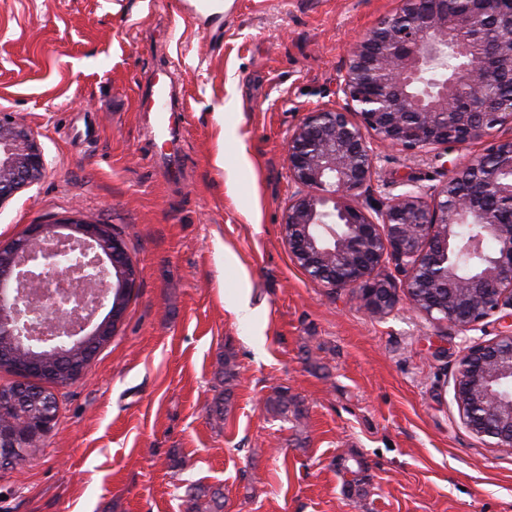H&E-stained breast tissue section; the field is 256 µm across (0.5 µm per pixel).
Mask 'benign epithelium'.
Instances as JSON below:
<instances>
[{
    "instance_id": "benign-epithelium-1",
    "label": "benign epithelium",
    "mask_w": 512,
    "mask_h": 512,
    "mask_svg": "<svg viewBox=\"0 0 512 512\" xmlns=\"http://www.w3.org/2000/svg\"><path fill=\"white\" fill-rule=\"evenodd\" d=\"M512 0H469L448 10L447 0H400V8L377 21L351 49L339 82L345 109L306 113L288 141V169L296 191L282 231L294 261L332 289L349 290L373 315L396 304V286L381 273L391 261L403 276L413 305L438 323L468 332L490 316L512 310ZM463 77L445 75L448 50L472 57ZM358 120H353L351 115ZM490 142L484 152L455 168L430 191L405 192L368 214L358 200L373 174V144L428 151ZM45 167L31 133L0 113V203ZM478 224L463 239L459 229ZM491 238L496 248L482 252ZM92 250L106 259L107 288L114 296L137 288V272L124 241L104 224L68 218L30 224L0 244V335L29 344L31 370L24 376L49 381L45 368L60 344L85 347L93 336L112 335L123 315L119 305L95 322L94 310L81 329H65L69 312L57 307L46 317L31 315L41 281L23 273L24 261L49 244ZM475 254L468 275L457 274L461 256ZM54 329L36 335L38 324ZM455 398L465 427L491 448L512 447V330L491 342H473L459 361ZM28 435L48 431L55 418H32ZM16 422H0V444L10 448Z\"/></svg>"
}]
</instances>
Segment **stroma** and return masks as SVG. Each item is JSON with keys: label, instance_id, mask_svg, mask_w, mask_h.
Returning a JSON list of instances; mask_svg holds the SVG:
<instances>
[{"label": "stroma", "instance_id": "stroma-1", "mask_svg": "<svg viewBox=\"0 0 512 512\" xmlns=\"http://www.w3.org/2000/svg\"><path fill=\"white\" fill-rule=\"evenodd\" d=\"M148 2L0 0V113L46 161L0 203V243L81 213L138 272L112 338L57 389L37 455L0 469V512H186L190 487L222 489L224 512H512V450L472 435L454 397L465 347L512 320L461 334L403 294L372 315L309 278L282 232L288 139L307 111L345 107L347 55L398 0H226L221 20ZM159 54L187 108L177 185L136 107ZM483 150L376 148L362 203L433 190ZM282 391L284 416L268 408ZM234 367L235 364L231 354H224V356L218 360V374L222 377L221 382L223 385L228 386L214 403L213 412L219 418L224 417V393L229 392V386L232 385L234 381L236 374Z\"/></svg>", "mask_w": 512, "mask_h": 512}]
</instances>
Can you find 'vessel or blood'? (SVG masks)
Segmentation results:
<instances>
[{"label": "vessel or blood", "mask_w": 512, "mask_h": 512, "mask_svg": "<svg viewBox=\"0 0 512 512\" xmlns=\"http://www.w3.org/2000/svg\"><path fill=\"white\" fill-rule=\"evenodd\" d=\"M138 107L147 115L146 136L151 142L153 159L164 177L178 176L174 152L167 146L175 139L176 127L185 117L174 72L166 61H158L145 78Z\"/></svg>", "instance_id": "obj_1"}]
</instances>
